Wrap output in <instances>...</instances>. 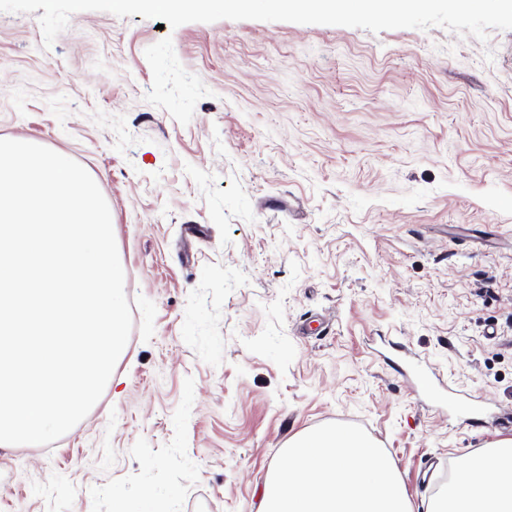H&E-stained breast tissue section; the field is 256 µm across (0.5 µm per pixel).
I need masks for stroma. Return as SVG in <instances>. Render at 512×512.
I'll return each instance as SVG.
<instances>
[{
  "instance_id": "stroma-1",
  "label": "stroma",
  "mask_w": 512,
  "mask_h": 512,
  "mask_svg": "<svg viewBox=\"0 0 512 512\" xmlns=\"http://www.w3.org/2000/svg\"><path fill=\"white\" fill-rule=\"evenodd\" d=\"M0 137L112 212L133 315L88 415L0 445V512H258L297 433L356 423L413 502L512 429L449 423L401 341L512 412V29L0 13ZM494 338H487V329Z\"/></svg>"
}]
</instances>
